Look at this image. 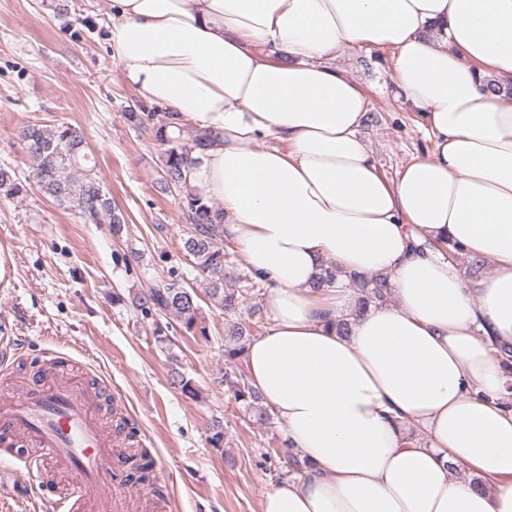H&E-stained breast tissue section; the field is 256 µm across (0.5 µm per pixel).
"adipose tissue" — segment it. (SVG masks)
I'll list each match as a JSON object with an SVG mask.
<instances>
[{
  "label": "adipose tissue",
  "instance_id": "adipose-tissue-1",
  "mask_svg": "<svg viewBox=\"0 0 512 512\" xmlns=\"http://www.w3.org/2000/svg\"><path fill=\"white\" fill-rule=\"evenodd\" d=\"M113 8V58L207 134L189 184L270 282L248 376L306 469L260 512H512V370L496 355L512 345V0ZM353 47L392 51L433 140L392 181L359 134L365 92L334 64ZM438 240L490 274L464 279ZM327 266L336 282L315 289ZM353 272L386 276L392 302L357 313Z\"/></svg>",
  "mask_w": 512,
  "mask_h": 512
}]
</instances>
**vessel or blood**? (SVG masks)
Here are the masks:
<instances>
[{"label":"vessel or blood","mask_w":512,"mask_h":512,"mask_svg":"<svg viewBox=\"0 0 512 512\" xmlns=\"http://www.w3.org/2000/svg\"><path fill=\"white\" fill-rule=\"evenodd\" d=\"M96 393L85 381L67 379L35 392L26 383L0 391V446L42 448L38 473L67 474L74 488L61 501L65 512H124L128 488L107 474L121 445L95 411Z\"/></svg>","instance_id":"1"}]
</instances>
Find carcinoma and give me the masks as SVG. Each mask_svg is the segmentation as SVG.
I'll use <instances>...</instances> for the list:
<instances>
[{
	"instance_id": "carcinoma-1",
	"label": "carcinoma",
	"mask_w": 512,
	"mask_h": 512,
	"mask_svg": "<svg viewBox=\"0 0 512 512\" xmlns=\"http://www.w3.org/2000/svg\"><path fill=\"white\" fill-rule=\"evenodd\" d=\"M125 117L139 128L151 122L150 132L163 146L159 188L165 193L180 197L187 232L182 249L191 258L194 280L206 286L207 296L224 314L237 312L247 297H257L264 290V283L249 274L226 271L233 265L234 250L224 248V224L221 209L209 203L201 194L187 188L192 153L206 146V137L192 126L180 122L175 112H127ZM25 157L32 173L35 187L58 205L74 209L86 224H110L112 234L119 235L125 219L96 172V164L87 159L85 138L81 129L69 122L53 125L32 124L19 132ZM28 193L27 182L21 181L6 167H0V197L14 199ZM348 284L357 291V312L361 313L389 294L387 278L367 277L356 273L348 275ZM200 297L184 273L175 267L168 270V282L137 297L136 307L144 316L154 319V335L163 336L169 325L161 319L174 317L188 333L198 327ZM255 323L238 319L224 329V380L236 401L253 413V422L265 425L272 413L259 404L260 397L249 377L238 367L244 355L246 342L253 336ZM138 480L155 485L152 463L146 455L133 464ZM304 463L296 455L284 457L281 475L304 473Z\"/></svg>"
}]
</instances>
